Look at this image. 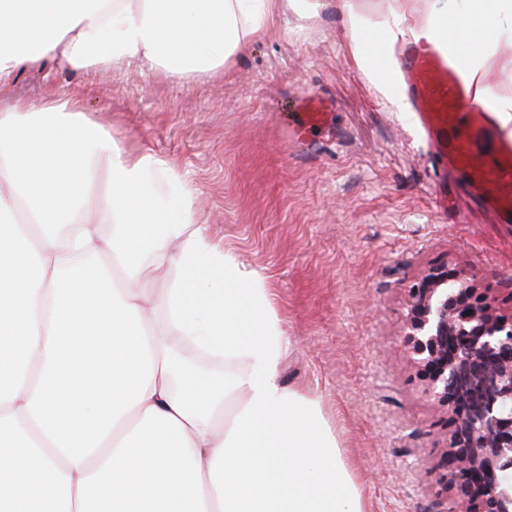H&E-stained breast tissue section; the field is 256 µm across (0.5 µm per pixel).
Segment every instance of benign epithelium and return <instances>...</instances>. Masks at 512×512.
Here are the masks:
<instances>
[{"label":"benign epithelium","mask_w":512,"mask_h":512,"mask_svg":"<svg viewBox=\"0 0 512 512\" xmlns=\"http://www.w3.org/2000/svg\"><path fill=\"white\" fill-rule=\"evenodd\" d=\"M410 298L405 342L433 401L453 405L449 512H512V316L446 269L425 274Z\"/></svg>","instance_id":"1"}]
</instances>
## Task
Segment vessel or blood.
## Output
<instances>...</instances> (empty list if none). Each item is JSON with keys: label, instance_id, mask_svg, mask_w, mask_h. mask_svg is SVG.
Here are the masks:
<instances>
[{"label": "vessel or blood", "instance_id": "b4317fda", "mask_svg": "<svg viewBox=\"0 0 512 512\" xmlns=\"http://www.w3.org/2000/svg\"><path fill=\"white\" fill-rule=\"evenodd\" d=\"M455 37L434 51L413 48L401 61L405 92L444 166L456 168L487 213L512 223V139L493 126L487 109L467 106L466 66Z\"/></svg>", "mask_w": 512, "mask_h": 512}]
</instances>
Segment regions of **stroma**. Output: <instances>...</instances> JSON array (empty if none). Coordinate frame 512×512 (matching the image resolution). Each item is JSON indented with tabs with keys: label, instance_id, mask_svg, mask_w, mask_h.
I'll use <instances>...</instances> for the list:
<instances>
[{
	"label": "stroma",
	"instance_id": "obj_1",
	"mask_svg": "<svg viewBox=\"0 0 512 512\" xmlns=\"http://www.w3.org/2000/svg\"><path fill=\"white\" fill-rule=\"evenodd\" d=\"M74 95L127 154L164 161L196 223L257 271L292 340L286 386L318 399L370 512H448L452 406L404 352L410 290L434 268L465 275L512 314V223H488L349 40L336 0H293L215 76L140 65L21 70L0 106ZM332 105L293 135L297 100Z\"/></svg>",
	"mask_w": 512,
	"mask_h": 512
}]
</instances>
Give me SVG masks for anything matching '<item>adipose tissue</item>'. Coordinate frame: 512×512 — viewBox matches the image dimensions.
<instances>
[{
    "label": "adipose tissue",
    "mask_w": 512,
    "mask_h": 512,
    "mask_svg": "<svg viewBox=\"0 0 512 512\" xmlns=\"http://www.w3.org/2000/svg\"><path fill=\"white\" fill-rule=\"evenodd\" d=\"M289 2L0 0V82L46 59L213 76ZM390 2L373 35L350 32L379 83L399 38L433 48L452 22L473 103L505 71L494 110L512 123L496 53L512 0L412 29V0ZM164 168L75 100L0 109V512H367L318 401L279 380L292 343L260 276L194 223ZM187 347L224 375L201 381Z\"/></svg>",
    "instance_id": "1"
}]
</instances>
